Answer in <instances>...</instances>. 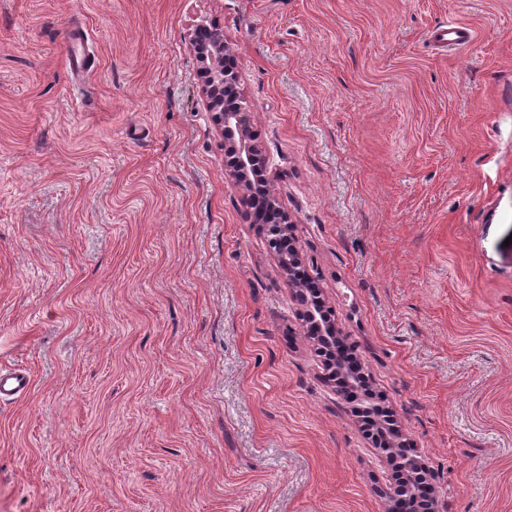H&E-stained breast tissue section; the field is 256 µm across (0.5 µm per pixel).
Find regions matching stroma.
<instances>
[{"label":"stroma","mask_w":512,"mask_h":512,"mask_svg":"<svg viewBox=\"0 0 512 512\" xmlns=\"http://www.w3.org/2000/svg\"><path fill=\"white\" fill-rule=\"evenodd\" d=\"M451 21L472 41L434 50ZM202 26L440 512H512V0H0V367L31 376L0 512L388 510L225 172Z\"/></svg>","instance_id":"stroma-1"}]
</instances>
